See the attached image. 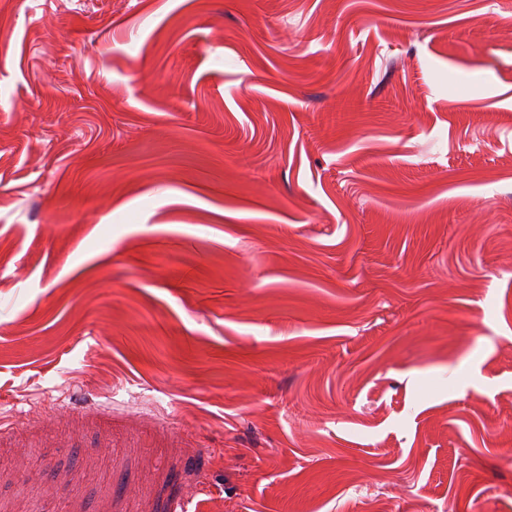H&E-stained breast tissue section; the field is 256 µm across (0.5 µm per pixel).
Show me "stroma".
<instances>
[{
	"label": "stroma",
	"mask_w": 512,
	"mask_h": 512,
	"mask_svg": "<svg viewBox=\"0 0 512 512\" xmlns=\"http://www.w3.org/2000/svg\"><path fill=\"white\" fill-rule=\"evenodd\" d=\"M0 512H512V0H0Z\"/></svg>",
	"instance_id": "obj_1"
}]
</instances>
